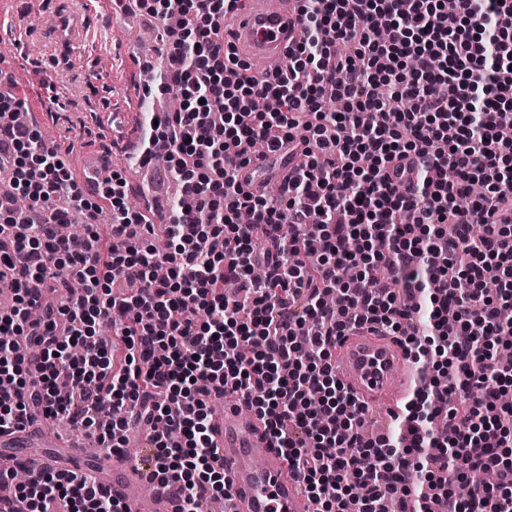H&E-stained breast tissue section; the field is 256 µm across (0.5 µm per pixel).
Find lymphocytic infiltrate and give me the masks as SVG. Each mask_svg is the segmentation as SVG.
Segmentation results:
<instances>
[{
  "mask_svg": "<svg viewBox=\"0 0 512 512\" xmlns=\"http://www.w3.org/2000/svg\"><path fill=\"white\" fill-rule=\"evenodd\" d=\"M238 0H137L178 11L156 87L182 91L154 141L181 184L166 223L102 182L126 228L124 252L76 251L69 211L93 207L60 147L43 143L0 96V166L29 206L0 211V433L30 407L114 447L129 419L151 431L149 481L175 488V512L229 493L216 466L212 392L230 387L316 512H512V0H296L300 35L283 66L243 73L224 23ZM405 99L390 114L374 94ZM278 101L257 112L255 99ZM341 110L327 111V99ZM288 161L277 202L247 191L254 162ZM484 193L459 206L471 180ZM299 227L284 239L281 225ZM264 239L256 248V239ZM110 323L123 351L96 333ZM372 324L421 366L390 435H366L364 409L337 380L338 337ZM44 361L31 375L22 345ZM477 470L493 484L457 488ZM28 512H119L85 474L16 486Z\"/></svg>",
  "mask_w": 512,
  "mask_h": 512,
  "instance_id": "obj_1",
  "label": "lymphocytic infiltrate"
}]
</instances>
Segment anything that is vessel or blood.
<instances>
[{
    "label": "vessel or blood",
    "instance_id": "b4317fda",
    "mask_svg": "<svg viewBox=\"0 0 512 512\" xmlns=\"http://www.w3.org/2000/svg\"><path fill=\"white\" fill-rule=\"evenodd\" d=\"M40 16L38 26L24 25L0 16V28L11 31V47L0 53V71L12 72L20 53L37 54L45 60L75 58L86 53L91 40L90 16L102 0H33ZM245 8L234 19L230 39L252 74L263 75L285 59L289 45L299 34L295 0H244ZM337 379L366 408L390 409L408 394L414 360L402 348L381 338L378 330H355L336 342ZM222 412L214 416L212 436L231 484L232 499L224 512H315L314 502L295 479L286 460L270 448L263 425L241 417L237 400H223ZM56 450L60 440L35 417L11 433L0 434L1 448L31 445ZM14 463L27 473H66L73 469L72 457L14 456ZM103 478L104 488L118 499L124 512H141L144 491H152L160 512H172L175 496L171 488L147 481L134 458L114 459Z\"/></svg>",
    "mask_w": 512,
    "mask_h": 512
}]
</instances>
